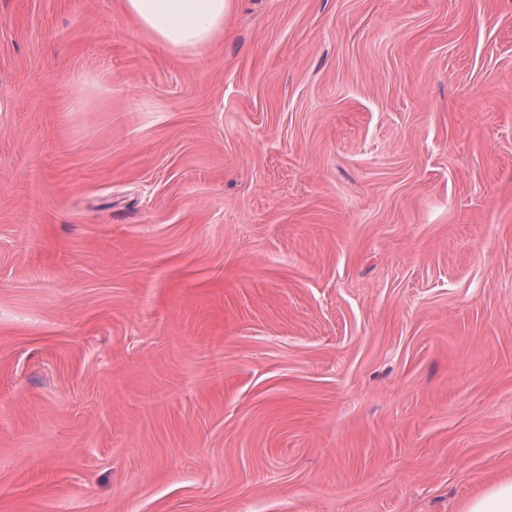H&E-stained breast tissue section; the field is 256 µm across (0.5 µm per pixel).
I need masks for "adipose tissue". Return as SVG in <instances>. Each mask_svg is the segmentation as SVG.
<instances>
[{
    "label": "adipose tissue",
    "mask_w": 512,
    "mask_h": 512,
    "mask_svg": "<svg viewBox=\"0 0 512 512\" xmlns=\"http://www.w3.org/2000/svg\"><path fill=\"white\" fill-rule=\"evenodd\" d=\"M137 29L175 53L205 48L223 33L233 0H117ZM460 512H512V478L499 479L467 499Z\"/></svg>",
    "instance_id": "1"
}]
</instances>
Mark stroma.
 Instances as JSON below:
<instances>
[{
  "mask_svg": "<svg viewBox=\"0 0 512 512\" xmlns=\"http://www.w3.org/2000/svg\"><path fill=\"white\" fill-rule=\"evenodd\" d=\"M506 476L512 0H236L181 54L0 0V512Z\"/></svg>",
  "mask_w": 512,
  "mask_h": 512,
  "instance_id": "1",
  "label": "stroma"
}]
</instances>
